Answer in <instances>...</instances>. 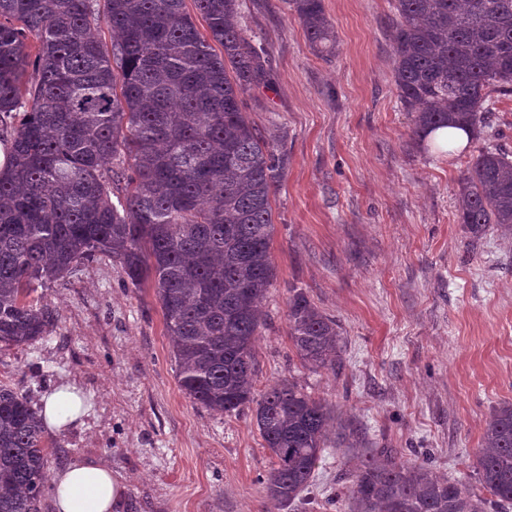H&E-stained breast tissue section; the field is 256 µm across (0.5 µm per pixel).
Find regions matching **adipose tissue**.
<instances>
[{"mask_svg":"<svg viewBox=\"0 0 512 512\" xmlns=\"http://www.w3.org/2000/svg\"><path fill=\"white\" fill-rule=\"evenodd\" d=\"M75 387L66 385L45 397L41 415L45 426L59 431L82 413ZM52 512H121L126 501L122 477L92 459H74L52 477Z\"/></svg>","mask_w":512,"mask_h":512,"instance_id":"adipose-tissue-1","label":"adipose tissue"}]
</instances>
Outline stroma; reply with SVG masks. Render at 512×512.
<instances>
[{
  "label": "stroma",
  "mask_w": 512,
  "mask_h": 512,
  "mask_svg": "<svg viewBox=\"0 0 512 512\" xmlns=\"http://www.w3.org/2000/svg\"><path fill=\"white\" fill-rule=\"evenodd\" d=\"M336 53L318 55L285 0H241L237 22L268 58L244 110L287 156L271 197L273 282L255 346L256 389L291 376L372 448L478 487L495 407L512 402V238L472 239L459 181L487 145L512 150V97L478 141H418L392 78V0H323ZM340 326V369L304 366L288 336L290 288ZM51 334L0 347V382L34 407L65 383L86 413L44 431L49 468L100 461L127 485L124 512H350L358 461L329 446L302 504L269 499L274 459L251 411L216 414L180 390L161 305L98 256L38 287Z\"/></svg>",
  "instance_id": "stroma-1"
}]
</instances>
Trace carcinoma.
I'll return each mask as SVG.
<instances>
[{"instance_id": "1", "label": "carcinoma", "mask_w": 512, "mask_h": 512, "mask_svg": "<svg viewBox=\"0 0 512 512\" xmlns=\"http://www.w3.org/2000/svg\"><path fill=\"white\" fill-rule=\"evenodd\" d=\"M0 0V344L49 335L34 285L107 255L163 310L179 387L218 413L254 408L275 462L268 497L300 499L331 433L361 453L353 512H485V499L393 450L374 451L328 402L284 377L256 395L254 343L274 278L271 195L286 166L243 111L267 76L235 23L240 0ZM322 55L333 53L323 0H288ZM394 82L413 132L476 139L491 94L512 96V0H393ZM105 24L111 44L97 34ZM35 39V45L29 39ZM221 51H216V48ZM458 222L474 238L512 231V152L487 147L461 181ZM288 335L302 363L340 366L339 324L288 289ZM39 411L0 385V512H41L49 490ZM480 488L512 503V402L495 408L479 450Z\"/></svg>"}]
</instances>
